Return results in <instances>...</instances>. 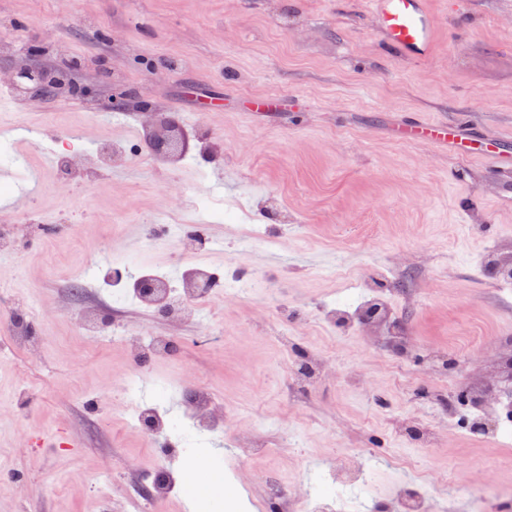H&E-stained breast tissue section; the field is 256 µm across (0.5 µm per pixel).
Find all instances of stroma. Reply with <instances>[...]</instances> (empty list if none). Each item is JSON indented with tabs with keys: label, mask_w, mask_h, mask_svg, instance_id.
<instances>
[{
	"label": "stroma",
	"mask_w": 512,
	"mask_h": 512,
	"mask_svg": "<svg viewBox=\"0 0 512 512\" xmlns=\"http://www.w3.org/2000/svg\"><path fill=\"white\" fill-rule=\"evenodd\" d=\"M436 27L429 62L402 58L381 40L366 0H0V114L13 134L0 151L21 155L36 194L0 211V512H141L139 492L154 463L179 474L155 512H236L242 470L296 477V459L317 465L316 483L338 455L369 449L371 494L350 512H377L411 472L391 466L394 448L433 428L416 470L446 484L432 512H472L470 494L499 488L487 512H512V439L500 442L457 419L461 393L512 386V293L489 255L512 257L507 178L488 164L395 139L396 121L465 119L477 132L512 139V0H428ZM44 72L69 63L55 95L11 87L17 64ZM123 94L118 121L101 108ZM223 97L221 111L202 103ZM273 99L280 109L252 111ZM182 121L190 136L178 165L145 147V113ZM119 143L122 163L99 167V142ZM91 168L61 180L54 153ZM240 208L271 244L244 245ZM205 225L224 248L201 256L220 273H263L280 305L305 316L298 349L323 352L336 374L295 390L280 367L281 319L257 297L206 303L209 332L148 311L113 305L112 289L87 281L89 263L121 260L177 274L181 239L158 213ZM247 222V223H248ZM384 291L405 344L371 327L331 328L322 316L352 289ZM38 340L15 345L6 322L28 303ZM110 319L117 341L82 335L80 310ZM129 336L177 339L175 358L147 365L146 391L166 389L176 415L193 396V375L230 423L217 466L207 438H183L182 454L127 422L133 372ZM68 434L69 449L55 444ZM296 445L282 450L285 435ZM224 484L220 508L188 506L194 486Z\"/></svg>",
	"instance_id": "1"
}]
</instances>
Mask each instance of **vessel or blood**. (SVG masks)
I'll return each instance as SVG.
<instances>
[{"mask_svg": "<svg viewBox=\"0 0 512 512\" xmlns=\"http://www.w3.org/2000/svg\"><path fill=\"white\" fill-rule=\"evenodd\" d=\"M428 0H369L370 14L377 22L383 42L402 57L424 62L435 50V22ZM403 140L448 148L469 158L477 145L466 121L416 120L402 135Z\"/></svg>", "mask_w": 512, "mask_h": 512, "instance_id": "vessel-or-blood-1", "label": "vessel or blood"}]
</instances>
